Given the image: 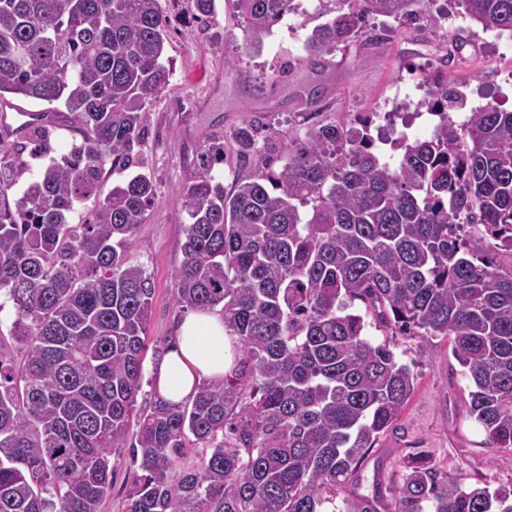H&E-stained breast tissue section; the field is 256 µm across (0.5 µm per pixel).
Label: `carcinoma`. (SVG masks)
I'll list each match as a JSON object with an SVG mask.
<instances>
[{
	"label": "carcinoma",
	"instance_id": "obj_1",
	"mask_svg": "<svg viewBox=\"0 0 512 512\" xmlns=\"http://www.w3.org/2000/svg\"><path fill=\"white\" fill-rule=\"evenodd\" d=\"M258 50L293 0H232ZM420 0H336L305 38L307 63L355 41L365 19L411 18ZM485 30L512 31V0H457ZM216 20V0H194ZM160 0H0V101L45 102L83 132L9 203L25 152L46 153L55 123L19 137L0 182V291L13 302L22 359L0 356V512H100L112 454L134 465L125 512H512V489L465 487L428 457L404 466L394 502L336 492L394 425L416 374L374 342L443 337L474 390L470 414L512 455V111L448 118L395 167L367 123L314 124L302 141L224 193V144L196 155L178 193L187 215L176 304L224 317L236 358L192 400L138 405L153 281L128 259L156 196L141 155L143 114L170 69ZM418 108L449 113L436 79ZM254 123L236 140L253 152ZM120 180L100 197L107 164ZM92 203L80 224L79 205ZM134 441H129L131 425ZM202 449L189 465L188 443Z\"/></svg>",
	"mask_w": 512,
	"mask_h": 512
}]
</instances>
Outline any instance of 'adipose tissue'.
I'll return each mask as SVG.
<instances>
[{
    "label": "adipose tissue",
    "instance_id": "adipose-tissue-1",
    "mask_svg": "<svg viewBox=\"0 0 512 512\" xmlns=\"http://www.w3.org/2000/svg\"><path fill=\"white\" fill-rule=\"evenodd\" d=\"M235 356L223 318L212 312L192 313L181 324L175 344L151 368L156 391L169 402L186 401L202 380L223 378Z\"/></svg>",
    "mask_w": 512,
    "mask_h": 512
}]
</instances>
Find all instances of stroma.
<instances>
[{"label": "stroma", "mask_w": 512, "mask_h": 512, "mask_svg": "<svg viewBox=\"0 0 512 512\" xmlns=\"http://www.w3.org/2000/svg\"><path fill=\"white\" fill-rule=\"evenodd\" d=\"M215 25L200 27L194 0H162L168 21L166 55L171 75L164 93L144 115L143 155L157 194L139 225L130 259L154 282L144 363H158L185 313L173 297V274L183 260L187 215L178 187L196 152L213 137L224 141V189L279 159L287 143L314 123H351L375 114L396 96L407 71L442 75L473 105L512 110V46L494 42L491 32L467 23L449 32L437 15L455 11L454 0H421L412 24L374 16L365 23L366 43L327 55L310 66L304 30L321 23L308 0H298L300 32L277 25L260 50L242 45L232 0H217ZM465 41L455 51V40ZM251 92H243V85ZM318 90L319 101L305 110L302 96ZM264 128L249 161L239 162L232 135L244 120ZM394 350L417 376L412 397L395 426L381 435L358 474L357 493L391 498L409 457L429 455L436 469L465 486L512 485V457L490 444L469 414L468 377L442 337L396 336Z\"/></svg>", "instance_id": "stroma-1"}]
</instances>
